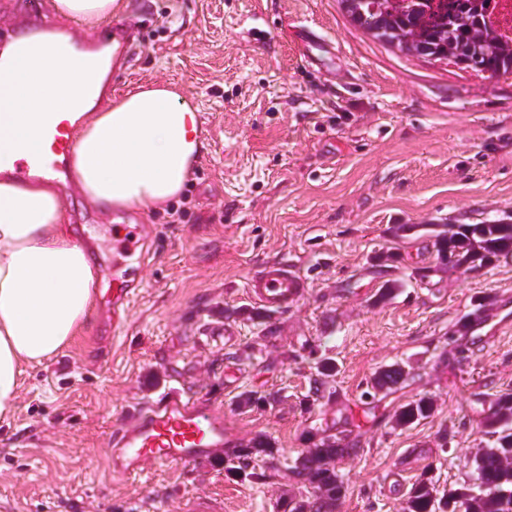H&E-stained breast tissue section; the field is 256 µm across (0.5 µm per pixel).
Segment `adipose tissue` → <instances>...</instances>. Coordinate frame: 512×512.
Returning a JSON list of instances; mask_svg holds the SVG:
<instances>
[{"label": "adipose tissue", "instance_id": "obj_1", "mask_svg": "<svg viewBox=\"0 0 512 512\" xmlns=\"http://www.w3.org/2000/svg\"><path fill=\"white\" fill-rule=\"evenodd\" d=\"M58 14L97 26L123 0H53ZM8 82L20 104L22 146L41 140L46 114L83 117L70 178L102 207L153 208L178 197L204 147L197 109L165 86H143L94 104L102 75H76L61 48L46 44ZM97 265L64 220L61 194L49 180L18 178L0 158V419L15 409L24 366L39 365L70 345L93 309Z\"/></svg>", "mask_w": 512, "mask_h": 512}]
</instances>
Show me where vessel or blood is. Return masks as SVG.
I'll use <instances>...</instances> for the list:
<instances>
[{"mask_svg":"<svg viewBox=\"0 0 512 512\" xmlns=\"http://www.w3.org/2000/svg\"><path fill=\"white\" fill-rule=\"evenodd\" d=\"M26 23L22 29L23 43L13 50L0 45V58L8 57L10 67H17L31 54L37 53L46 39L70 46L67 64L81 74L95 66L90 57L88 42L76 38L72 29L54 28L43 24L40 0H27L24 8ZM114 53L127 61L137 58L136 45L126 27H112ZM12 88L0 83V150L13 149ZM45 145L31 152L24 161L25 170H34L55 178L65 177V159L75 149L73 125L70 117H49L44 130ZM305 292V283L288 265L274 263L254 273L247 282L250 298L267 308L287 309ZM135 288L125 286L112 291V323L120 325L127 307L135 296ZM235 436L224 423V411L201 397H184L173 392L160 397L141 409L131 420L119 424L113 433V446L109 450V468L126 477H140L152 466L189 464L211 456L219 448L232 444Z\"/></svg>","mask_w":512,"mask_h":512,"instance_id":"vessel-or-blood-1","label":"vessel or blood"}]
</instances>
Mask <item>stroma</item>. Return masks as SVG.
<instances>
[{"label":"stroma","mask_w":512,"mask_h":512,"mask_svg":"<svg viewBox=\"0 0 512 512\" xmlns=\"http://www.w3.org/2000/svg\"><path fill=\"white\" fill-rule=\"evenodd\" d=\"M118 20L137 35L138 62L112 77L120 95L175 86L198 107L206 147L183 193L157 209L103 212L74 184L68 223L100 268L91 318L75 342L26 370L0 425V512H277L301 496L282 458L324 435L359 430L337 461L348 486L336 512H403L422 475L439 487L470 480L490 444L477 394L512 390V258L434 286L412 278L433 263L426 232L397 224H477L512 215V79L431 64L373 40L338 0H124ZM312 41L298 48L294 33ZM183 212L182 223L169 210ZM144 216V246L112 253L123 225ZM399 259L376 263L378 254ZM284 261L305 284L288 310L246 291L264 264ZM139 281L120 330L113 279ZM404 280L388 301L376 294ZM491 317L476 344L451 338L474 304ZM338 365L327 397L311 386L316 359ZM409 372L365 398L380 367ZM205 396L248 444L282 452L254 483L216 453L196 465L148 469L125 481L108 469L115 425L166 392ZM245 391L279 393L241 409ZM431 397L434 415L400 428L398 408ZM373 410L374 420L363 418Z\"/></svg>","instance_id":"stroma-1"}]
</instances>
